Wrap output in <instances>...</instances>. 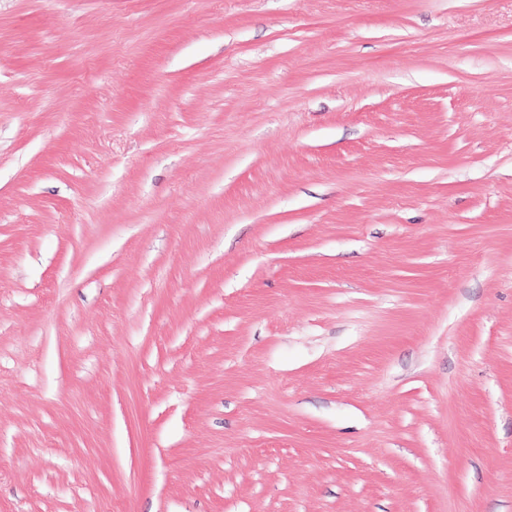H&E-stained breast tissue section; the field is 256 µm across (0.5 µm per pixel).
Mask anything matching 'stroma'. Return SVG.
Here are the masks:
<instances>
[{
  "instance_id": "stroma-1",
  "label": "stroma",
  "mask_w": 512,
  "mask_h": 512,
  "mask_svg": "<svg viewBox=\"0 0 512 512\" xmlns=\"http://www.w3.org/2000/svg\"><path fill=\"white\" fill-rule=\"evenodd\" d=\"M0 512H512V0H0Z\"/></svg>"
}]
</instances>
